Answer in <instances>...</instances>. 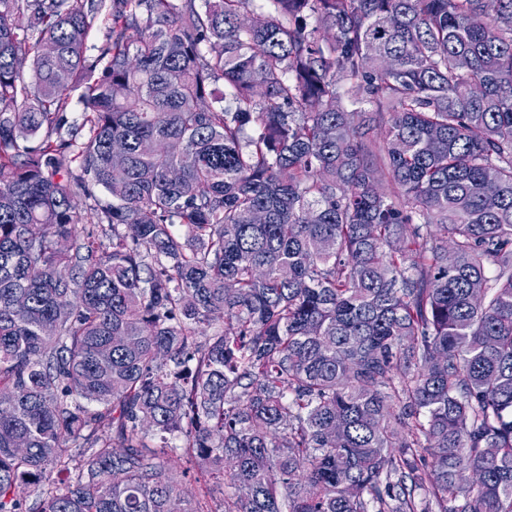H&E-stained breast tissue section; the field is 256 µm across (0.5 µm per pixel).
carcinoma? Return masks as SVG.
Masks as SVG:
<instances>
[{"instance_id": "carcinoma-1", "label": "carcinoma", "mask_w": 512, "mask_h": 512, "mask_svg": "<svg viewBox=\"0 0 512 512\" xmlns=\"http://www.w3.org/2000/svg\"><path fill=\"white\" fill-rule=\"evenodd\" d=\"M253 2L0 0V512H512V0Z\"/></svg>"}]
</instances>
